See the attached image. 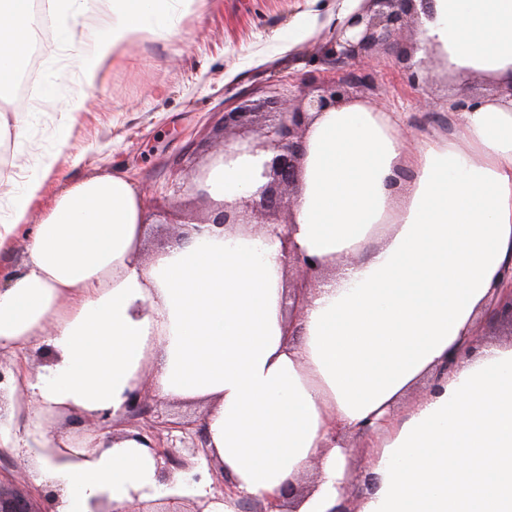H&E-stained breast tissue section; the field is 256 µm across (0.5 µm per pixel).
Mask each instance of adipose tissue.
I'll list each match as a JSON object with an SVG mask.
<instances>
[{"label":"adipose tissue","mask_w":512,"mask_h":512,"mask_svg":"<svg viewBox=\"0 0 512 512\" xmlns=\"http://www.w3.org/2000/svg\"><path fill=\"white\" fill-rule=\"evenodd\" d=\"M52 0L71 45L76 89L64 110L136 39L176 35L182 0ZM34 0H0V98L36 23ZM422 39L450 76L512 80V0H434ZM401 116L353 101L306 134L301 188L280 237L202 227L141 258V198L124 176L72 182L40 224L25 220L40 184L9 197L0 251L28 228L21 273L0 287V349L43 341L49 363L9 380L0 446L27 459L55 512H123L134 498L210 499L190 474L160 482L146 444L104 429L75 441L42 419L117 414L155 370L161 397L208 407L214 462L238 499L300 493L288 512H512V344L473 353L476 315L512 280V98L456 112L449 137L399 136ZM266 154L213 170L208 191L242 207L263 185ZM408 179H399V171ZM337 271L298 317L283 310L285 254ZM300 332L291 339L289 329ZM373 478L353 491L350 464Z\"/></svg>","instance_id":"1"}]
</instances>
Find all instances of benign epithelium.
<instances>
[{
	"label": "benign epithelium",
	"mask_w": 512,
	"mask_h": 512,
	"mask_svg": "<svg viewBox=\"0 0 512 512\" xmlns=\"http://www.w3.org/2000/svg\"><path fill=\"white\" fill-rule=\"evenodd\" d=\"M367 6L352 14L336 30V36L324 47V55L338 64L357 61L365 57L378 45L391 43L404 28L407 19L420 11L424 16L432 14V0H366ZM376 92L371 76L353 73L339 81L322 82L310 89L299 90L297 105L290 107L287 100L275 89L265 92L257 100L249 96L239 98L238 105L224 112L223 130H232L235 140L223 144L222 162L241 151V147L258 153L271 154L264 163L263 177L266 182L244 207L230 208L224 203L217 204L210 212L206 223L216 228L236 224H262L264 220L278 213L288 205L284 191L299 189L303 161L306 155L305 126L311 112H326L354 97L355 90ZM161 224H189L193 218L166 208L156 210ZM288 266L297 271V278L291 288L294 293L287 300L293 301L289 309H295L302 291L312 285L316 276L314 270L303 260L289 258ZM500 297L494 303L489 319H507L512 322V282L499 288ZM147 398L143 387L127 394L121 420L136 437L147 438L146 444L157 460L159 478L166 482L177 472H190L195 463L178 454L174 447L163 444L160 429L149 423L140 425L146 417ZM34 498L18 492H4L0 487V512H37L33 507ZM123 512H202L193 499L184 496H167L156 500L135 501Z\"/></svg>",
	"instance_id": "benign-epithelium-1"
}]
</instances>
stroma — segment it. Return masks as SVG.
<instances>
[{"mask_svg":"<svg viewBox=\"0 0 512 512\" xmlns=\"http://www.w3.org/2000/svg\"><path fill=\"white\" fill-rule=\"evenodd\" d=\"M313 15V38L285 48L275 41L300 11ZM337 0H205L184 8L180 33L169 41L143 40L129 45L119 64L105 74L101 88L89 91L86 110L69 123L62 103L74 87L66 50L49 42L39 55L33 86L23 98L7 95L0 114V144L10 150L0 164V199L37 177L35 159L54 156L51 174L42 179L41 196L27 221L40 223L44 210L74 178L104 172L126 175L136 186L146 216L142 247L151 259L177 243L185 228L157 223L153 210L164 204L205 216L213 203L202 196L201 174L221 161L220 127L224 109L241 95L270 88L296 93L311 80L336 76L323 60L325 45L336 30ZM415 58H429L432 77L409 84L396 54L380 48L352 63L366 72L378 90L366 101L387 112H400V134L413 141L432 129L447 135L450 88L441 58L421 38L420 20H412L399 36ZM26 136L16 141V126ZM66 149H59V142ZM143 388L152 416L160 420L202 424L201 402H181L158 395L153 373Z\"/></svg>","mask_w":512,"mask_h":512,"instance_id":"1","label":"stroma"}]
</instances>
